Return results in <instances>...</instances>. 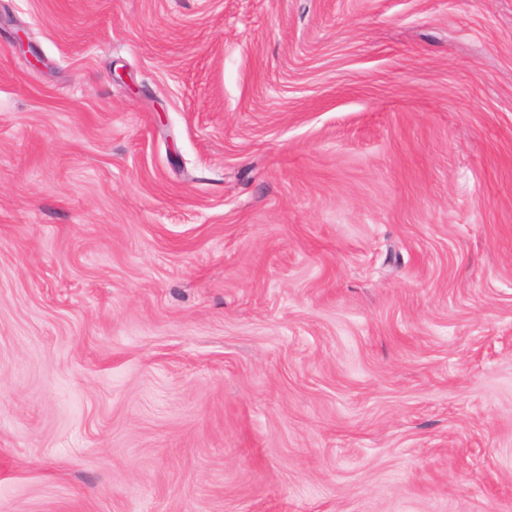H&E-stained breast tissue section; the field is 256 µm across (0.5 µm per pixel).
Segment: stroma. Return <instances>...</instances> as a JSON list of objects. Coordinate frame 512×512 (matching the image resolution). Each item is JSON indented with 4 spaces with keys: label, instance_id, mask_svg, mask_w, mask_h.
I'll list each match as a JSON object with an SVG mask.
<instances>
[{
    "label": "stroma",
    "instance_id": "35a3bbf8",
    "mask_svg": "<svg viewBox=\"0 0 512 512\" xmlns=\"http://www.w3.org/2000/svg\"><path fill=\"white\" fill-rule=\"evenodd\" d=\"M0 512H512V0H0Z\"/></svg>",
    "mask_w": 512,
    "mask_h": 512
}]
</instances>
